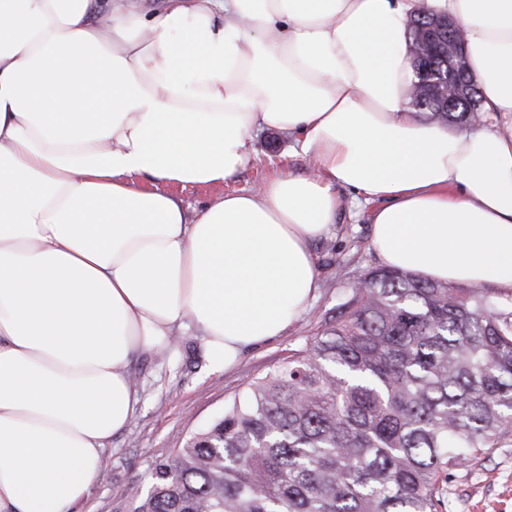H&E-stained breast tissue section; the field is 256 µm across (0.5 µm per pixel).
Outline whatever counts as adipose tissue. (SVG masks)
Masks as SVG:
<instances>
[{
	"label": "adipose tissue",
	"instance_id": "adipose-tissue-1",
	"mask_svg": "<svg viewBox=\"0 0 512 512\" xmlns=\"http://www.w3.org/2000/svg\"><path fill=\"white\" fill-rule=\"evenodd\" d=\"M465 32L482 122L409 107V22ZM310 175L188 216L254 130ZM386 267L512 294V0H0V512H76L132 420L136 354L194 324L211 364L284 335L340 189Z\"/></svg>",
	"mask_w": 512,
	"mask_h": 512
}]
</instances>
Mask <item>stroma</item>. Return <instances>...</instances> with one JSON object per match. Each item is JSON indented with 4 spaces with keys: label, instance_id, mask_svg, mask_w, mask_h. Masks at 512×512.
Returning <instances> with one entry per match:
<instances>
[{
    "label": "stroma",
    "instance_id": "obj_1",
    "mask_svg": "<svg viewBox=\"0 0 512 512\" xmlns=\"http://www.w3.org/2000/svg\"><path fill=\"white\" fill-rule=\"evenodd\" d=\"M252 145L253 164L224 185L176 189L187 213L227 193L255 191L281 167L299 176L312 172L309 155L296 149L292 135L257 130ZM340 198L333 234L314 247L319 286L284 336L252 348L234 368L224 371L211 365L202 337L188 326L174 350L145 354L133 362L130 372L139 391V406L129 425L107 443L101 475L79 512H132L134 499L151 487L154 462L170 456L183 438L221 416L248 380L284 364L291 351L315 335L330 316L341 291L366 271L380 267L370 239L373 203L358 200L347 190L341 191ZM446 512H512V445L452 470Z\"/></svg>",
    "mask_w": 512,
    "mask_h": 512
}]
</instances>
